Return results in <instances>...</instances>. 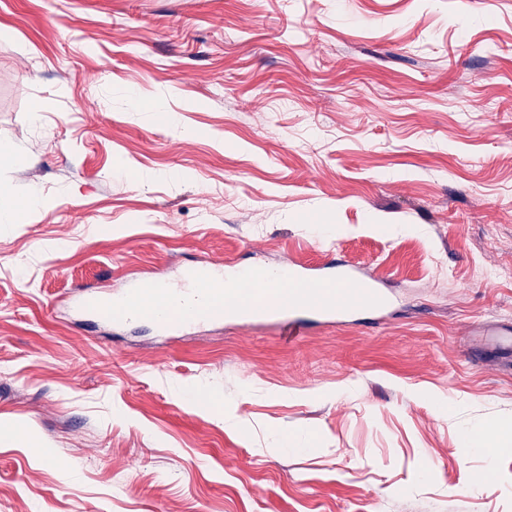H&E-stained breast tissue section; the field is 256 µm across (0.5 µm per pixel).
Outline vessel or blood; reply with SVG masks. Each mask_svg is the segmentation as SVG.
Masks as SVG:
<instances>
[{
  "instance_id": "b4317fda",
  "label": "vessel or blood",
  "mask_w": 512,
  "mask_h": 512,
  "mask_svg": "<svg viewBox=\"0 0 512 512\" xmlns=\"http://www.w3.org/2000/svg\"><path fill=\"white\" fill-rule=\"evenodd\" d=\"M245 282L254 285L252 313L275 312L286 319L292 336L304 335L310 322L343 326L349 317L377 312L383 305L380 289L344 264L335 265L330 275L289 268L274 282L265 268L257 266L242 271L230 263L186 267L173 278L144 279L118 291L78 289L73 296L79 307L102 320L131 324L149 312L162 334L185 335L202 325L196 312L202 301L212 306L211 320L237 318L242 305L233 288ZM478 340L487 345L512 344V323L481 326Z\"/></svg>"
}]
</instances>
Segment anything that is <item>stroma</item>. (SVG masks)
Masks as SVG:
<instances>
[{
    "label": "stroma",
    "mask_w": 512,
    "mask_h": 512,
    "mask_svg": "<svg viewBox=\"0 0 512 512\" xmlns=\"http://www.w3.org/2000/svg\"><path fill=\"white\" fill-rule=\"evenodd\" d=\"M1 144L0 512H512V0H0ZM334 257L390 307L292 343L69 304ZM37 192L29 196L28 203L21 205L7 195L0 196V224H22L28 214L39 204ZM477 336H479L476 339L478 342L487 345L500 343L512 344V323L500 326L482 325L477 332ZM509 442L511 444V439L509 441L500 430L486 428L466 430L461 439L464 448H481L490 455L507 447Z\"/></svg>",
    "instance_id": "35a3bbf8"
}]
</instances>
